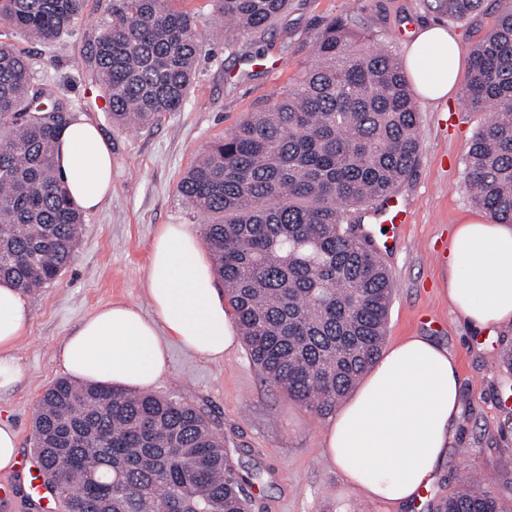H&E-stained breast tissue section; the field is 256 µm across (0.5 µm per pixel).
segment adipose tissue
<instances>
[{
    "mask_svg": "<svg viewBox=\"0 0 512 512\" xmlns=\"http://www.w3.org/2000/svg\"><path fill=\"white\" fill-rule=\"evenodd\" d=\"M465 54L440 25L419 28L406 56L418 92L434 102L454 95ZM56 172L81 209L112 193V148L88 119H74L55 151ZM448 301L470 329L512 324V226L470 216L448 242ZM152 309L108 302L85 317L58 351L71 378L131 390L156 386L169 373V340L211 362L240 345L235 321L216 286L199 235L185 224L161 225L144 282ZM29 324L21 289L0 282V393L23 368L15 354ZM460 419L457 362L423 336L390 344L329 422L324 457L345 483L385 512H400L428 488Z\"/></svg>",
    "mask_w": 512,
    "mask_h": 512,
    "instance_id": "adipose-tissue-1",
    "label": "adipose tissue"
}]
</instances>
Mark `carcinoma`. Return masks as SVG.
I'll return each instance as SVG.
<instances>
[{
	"mask_svg": "<svg viewBox=\"0 0 512 512\" xmlns=\"http://www.w3.org/2000/svg\"><path fill=\"white\" fill-rule=\"evenodd\" d=\"M180 0H114L88 63L112 122L147 127L180 110L203 37ZM235 32L263 35L289 0H212ZM485 0H427L454 21ZM83 0H0V26L52 43ZM318 63L213 141L179 183L252 362L288 399L329 414L380 356L393 281L351 215L395 190L418 152V103L398 58L332 20ZM28 58L0 37V280L31 291L72 262L84 214L55 170L74 114L34 87ZM489 113L465 183L474 205L512 224V2L472 54L463 99ZM33 440L66 512H249L214 422L184 399L60 378L37 404ZM438 512H504L465 484Z\"/></svg>",
	"mask_w": 512,
	"mask_h": 512,
	"instance_id": "carcinoma-1",
	"label": "carcinoma"
}]
</instances>
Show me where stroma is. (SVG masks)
Instances as JSON below:
<instances>
[{
	"label": "stroma",
	"instance_id": "obj_1",
	"mask_svg": "<svg viewBox=\"0 0 512 512\" xmlns=\"http://www.w3.org/2000/svg\"><path fill=\"white\" fill-rule=\"evenodd\" d=\"M113 0H84L82 17L50 45L15 37L32 62L35 84L50 85L75 115L92 121L112 146V197L86 213L74 259L53 285L28 293L30 324L16 349L24 368L11 392L0 395V420L17 433L20 457L35 456L36 405L63 377L58 347L90 312L111 301L150 306L142 289L154 233L162 224L199 230L201 215L178 185L210 143L234 131L272 94L315 62L313 43L332 19L368 33L373 47L404 57L420 25L436 21L425 0H291L264 37L237 35L224 48V19L211 0H187L203 33L206 52L180 111L150 127L127 129L112 121L88 63L98 26ZM500 0L447 29L472 54L493 28ZM488 115L468 111L461 96L420 101L419 150L398 192L409 222L384 253L394 283L386 343L425 336L448 349L458 364L461 415L432 490L421 507L436 512L440 501L474 472L487 473L484 491L512 507V372L500 350L512 345V325L486 335L457 320L445 290V254L455 224L476 213L465 185L464 158ZM170 373L155 388L195 405L224 433V446L241 473L255 474L246 491L252 512H382L349 489L320 453L330 421L290 401L265 378L246 349L213 363L178 343L170 345Z\"/></svg>",
	"mask_w": 512,
	"mask_h": 512
}]
</instances>
